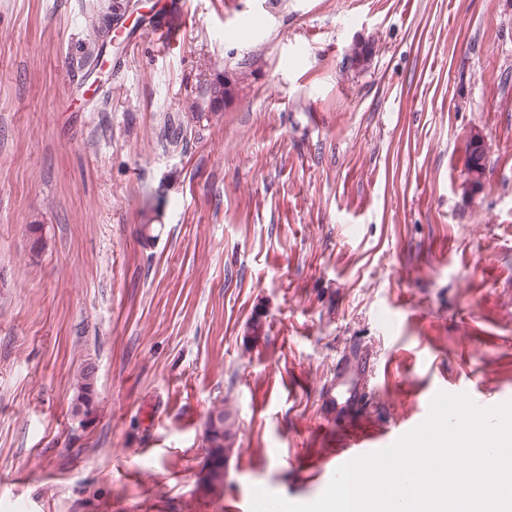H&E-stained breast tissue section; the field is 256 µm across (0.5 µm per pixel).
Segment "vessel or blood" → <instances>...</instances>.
Wrapping results in <instances>:
<instances>
[{"label":"vessel or blood","mask_w":512,"mask_h":512,"mask_svg":"<svg viewBox=\"0 0 512 512\" xmlns=\"http://www.w3.org/2000/svg\"><path fill=\"white\" fill-rule=\"evenodd\" d=\"M375 356L365 344L353 343L337 358L331 378L325 384L321 408L325 422L349 416L367 406L374 385ZM385 440L360 426L350 427L335 449L336 456L367 455L383 450Z\"/></svg>","instance_id":"1"}]
</instances>
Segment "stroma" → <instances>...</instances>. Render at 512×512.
<instances>
[{
	"mask_svg": "<svg viewBox=\"0 0 512 512\" xmlns=\"http://www.w3.org/2000/svg\"><path fill=\"white\" fill-rule=\"evenodd\" d=\"M112 2L0 0V512L312 502L354 340L376 433L430 385L512 401V0ZM238 78L233 83L225 76L217 79L210 87V106L213 109L224 107L229 100H232L236 93ZM375 356L363 343H353L336 359L331 378L325 383L321 408L324 422L345 418L369 404L374 385ZM234 426L235 419L224 412V408H216L209 415L206 427L208 482L214 486L224 483L225 466L237 439Z\"/></svg>",
	"mask_w": 512,
	"mask_h": 512,
	"instance_id": "stroma-1",
	"label": "stroma"
}]
</instances>
